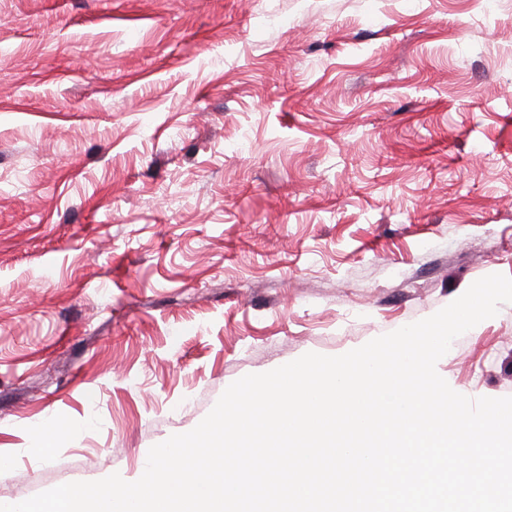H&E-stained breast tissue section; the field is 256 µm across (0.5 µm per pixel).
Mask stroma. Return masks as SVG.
Returning a JSON list of instances; mask_svg holds the SVG:
<instances>
[{"label": "stroma", "instance_id": "stroma-1", "mask_svg": "<svg viewBox=\"0 0 512 512\" xmlns=\"http://www.w3.org/2000/svg\"><path fill=\"white\" fill-rule=\"evenodd\" d=\"M497 273L512 0H0V502ZM437 371L512 396V303Z\"/></svg>", "mask_w": 512, "mask_h": 512}]
</instances>
